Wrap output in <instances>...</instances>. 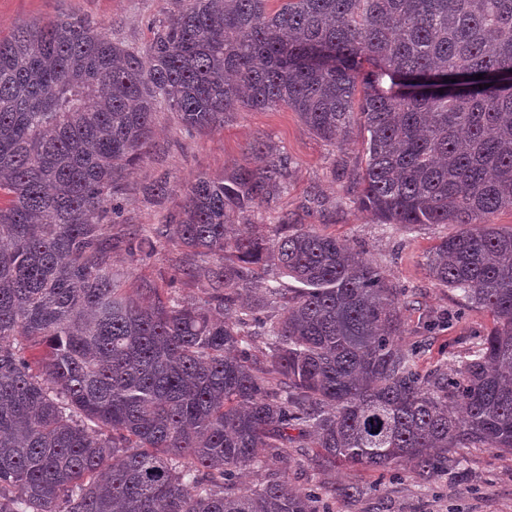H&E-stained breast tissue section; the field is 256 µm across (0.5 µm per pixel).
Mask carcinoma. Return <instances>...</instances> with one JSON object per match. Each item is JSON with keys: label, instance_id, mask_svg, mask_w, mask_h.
Returning <instances> with one entry per match:
<instances>
[{"label": "carcinoma", "instance_id": "carcinoma-1", "mask_svg": "<svg viewBox=\"0 0 512 512\" xmlns=\"http://www.w3.org/2000/svg\"><path fill=\"white\" fill-rule=\"evenodd\" d=\"M268 2L169 0L142 50L75 15L0 41V512H320L278 467L290 448L422 477L459 470L454 448L512 451V228L491 223L512 210V0ZM282 106L360 134L361 167L337 170L356 210L458 225L427 273L495 322L455 377L400 349L411 301L363 251L286 213L271 236L244 223L288 187L263 140L264 164L201 174L112 238L155 113L189 132ZM162 238L212 259L200 301L172 294L198 277L182 258L116 278L112 249Z\"/></svg>", "mask_w": 512, "mask_h": 512}]
</instances>
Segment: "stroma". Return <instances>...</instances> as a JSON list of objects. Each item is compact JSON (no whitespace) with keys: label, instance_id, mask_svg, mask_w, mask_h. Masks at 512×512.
Returning <instances> with one entry per match:
<instances>
[{"label":"stroma","instance_id":"35a3bbf8","mask_svg":"<svg viewBox=\"0 0 512 512\" xmlns=\"http://www.w3.org/2000/svg\"><path fill=\"white\" fill-rule=\"evenodd\" d=\"M166 9L167 0H0V38L36 19L77 14L101 24L112 40L142 48L152 37V23ZM154 130L155 149L124 181L123 213L112 227L113 235L122 236L133 225L159 223L164 214L180 207V191L162 198L145 194V185L160 174L187 182L201 173L225 174L241 165H256L251 145L261 138L288 156L292 175L287 193L249 213L248 223L271 227L281 213H288L298 227L334 235L385 269L390 280L414 298L404 313L399 341L419 348L420 372L449 369L492 327L494 317L488 310L463 307L452 290L435 286L427 274L426 256L443 237L456 232V225L386 231L370 215L345 205L346 185L334 170L340 163L352 170L360 166V136L343 146L326 142L285 107L233 112L223 126L190 132L175 113L164 110L156 113ZM176 253L171 242L162 243L149 257L116 251L112 269L130 285L155 275ZM462 459L467 473L463 481L451 475L422 479L403 469L382 473L329 466L304 448L289 449L285 465L293 487L322 490L326 512H512V454L466 448ZM345 484L359 487L361 496L335 495V487Z\"/></svg>","mask_w":512,"mask_h":512}]
</instances>
